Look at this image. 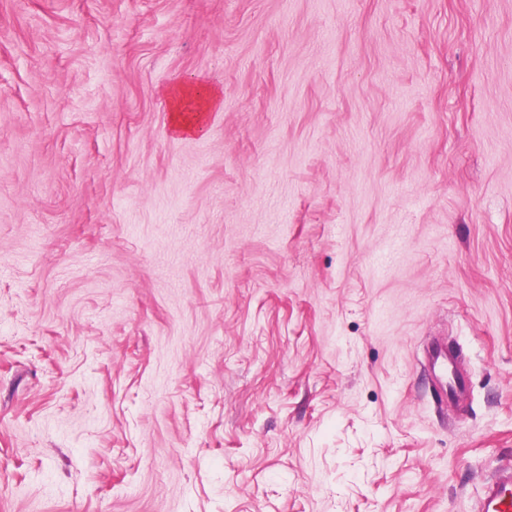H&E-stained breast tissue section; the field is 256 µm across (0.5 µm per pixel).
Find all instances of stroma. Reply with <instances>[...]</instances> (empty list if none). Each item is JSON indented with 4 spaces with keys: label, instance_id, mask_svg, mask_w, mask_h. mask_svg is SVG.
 <instances>
[{
    "label": "stroma",
    "instance_id": "stroma-1",
    "mask_svg": "<svg viewBox=\"0 0 512 512\" xmlns=\"http://www.w3.org/2000/svg\"><path fill=\"white\" fill-rule=\"evenodd\" d=\"M503 464L512 0H0V512H478ZM172 122L180 134L203 135L207 115L219 107L220 93L210 87L180 84L168 92ZM454 358L448 350L438 346L428 354V366L431 369L443 368L446 372L447 381H443L438 392L441 401L450 405L458 402L468 391V377L455 369Z\"/></svg>",
    "mask_w": 512,
    "mask_h": 512
}]
</instances>
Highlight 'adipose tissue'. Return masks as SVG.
Here are the masks:
<instances>
[{"instance_id":"1","label":"adipose tissue","mask_w":512,"mask_h":512,"mask_svg":"<svg viewBox=\"0 0 512 512\" xmlns=\"http://www.w3.org/2000/svg\"><path fill=\"white\" fill-rule=\"evenodd\" d=\"M168 100L175 130L201 135L206 131L208 113L219 107L221 96L213 88L187 83L172 88Z\"/></svg>"}]
</instances>
